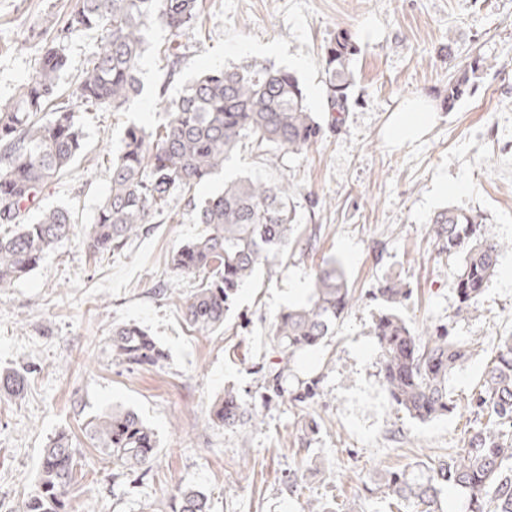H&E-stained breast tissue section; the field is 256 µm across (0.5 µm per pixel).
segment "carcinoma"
Returning <instances> with one entry per match:
<instances>
[{
  "mask_svg": "<svg viewBox=\"0 0 512 512\" xmlns=\"http://www.w3.org/2000/svg\"><path fill=\"white\" fill-rule=\"evenodd\" d=\"M200 0H78L61 22L60 33L100 32V45L88 57L69 98L59 86L68 67L64 45L53 42L12 103L0 104V224L14 229L0 235V288H7L34 270L45 254L74 232L69 206L40 209L36 220L22 217L39 209L40 195L65 174L83 149V135L74 107L128 110L140 93L144 29L152 21L173 36L199 30ZM356 46L344 30L323 52L326 86L334 112L349 109L350 62ZM485 60L448 82V109L467 92L471 75ZM155 127L129 125L120 153L112 159L111 186L86 229L90 255L119 254L149 225L164 215L176 196L187 199L202 232L172 256V268L198 280L185 296V321L202 336L215 332L238 291L262 264L288 248L296 223L291 205L294 189L249 175L226 177L222 189L205 198L197 188L224 171V164L249 143L261 154L271 150L298 154L317 144L321 124L308 107L307 96L292 73L271 64H245L200 73L165 109ZM431 223L438 253L457 259L455 317L472 315L490 279L497 273L505 244L493 236L483 218L446 208ZM397 276L378 279L374 295L384 308L373 320L379 354V378L390 402L407 417L427 422L453 412L451 378L472 350L450 338L448 325L435 327L428 339L415 333L400 313L409 297ZM355 302V291L336 261L315 271L312 292L304 303L281 312L273 325L280 367L272 378L271 398L283 396L288 363L300 351L313 349L335 333L336 325ZM112 363L155 365L165 353L135 323L112 326ZM25 387L18 372L0 374V399H17ZM476 425L462 452L436 464H417L391 471L377 483L388 505L408 503L415 512H443L445 488L457 490L467 512H512V336L504 338L475 399ZM256 414L232 389L215 404L212 422L236 429ZM86 432L99 452L129 474L152 462L159 448L154 429L135 411L115 409L91 416ZM76 449L65 433L43 449L38 485L24 512H67L68 492L75 482ZM170 512H210L208 494L179 487L170 494Z\"/></svg>",
  "mask_w": 512,
  "mask_h": 512,
  "instance_id": "cac0c4a2",
  "label": "carcinoma"
}]
</instances>
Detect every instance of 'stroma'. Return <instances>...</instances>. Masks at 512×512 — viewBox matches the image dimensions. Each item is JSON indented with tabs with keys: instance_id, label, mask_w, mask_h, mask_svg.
<instances>
[{
	"instance_id": "stroma-1",
	"label": "stroma",
	"mask_w": 512,
	"mask_h": 512,
	"mask_svg": "<svg viewBox=\"0 0 512 512\" xmlns=\"http://www.w3.org/2000/svg\"><path fill=\"white\" fill-rule=\"evenodd\" d=\"M76 3L0 0L1 104L18 96ZM201 21V36L178 40L181 68L172 78L159 52L172 35L160 23L147 26L141 94L125 112L82 113L83 151L41 197L44 208L73 207L74 236L0 289V371L27 379L21 399L0 403V512H20L42 448L61 431L82 454L74 512H168L170 492L190 485L209 494L211 512H304L310 501L389 512L371 491L378 476L463 447L483 370L512 335V0H203ZM341 29L359 52L349 110L338 116L329 108L322 53ZM99 43L91 31L68 38L64 92ZM478 56L487 67L447 109L450 77ZM245 63L294 73L324 133L301 154L264 161L241 150L227 162V173L293 186L297 224L273 271L259 270L223 326L202 336L180 306L195 281L170 265L173 251L202 230L185 199H174L172 218L121 254L90 256L83 236L109 189V160L126 127L158 125L165 103L197 74ZM414 100L431 106L430 121L416 138L395 141L397 111ZM448 207L481 214L507 244L478 312L465 320L454 316L456 261L438 254L430 224ZM330 258L358 301L335 336L290 362L288 397L269 400L268 376L279 361L275 318L307 300L314 269ZM386 275L409 286L400 312L417 333L447 323L476 348L451 382L456 408L447 416L412 420L380 385L371 329L382 303L372 290ZM116 322L145 328L165 359L143 368L111 363L105 342ZM228 387L258 413L245 431L211 421ZM305 388L309 396L293 400ZM115 407L136 411L160 440L150 467L133 476L103 459L84 432L90 416Z\"/></svg>"
}]
</instances>
